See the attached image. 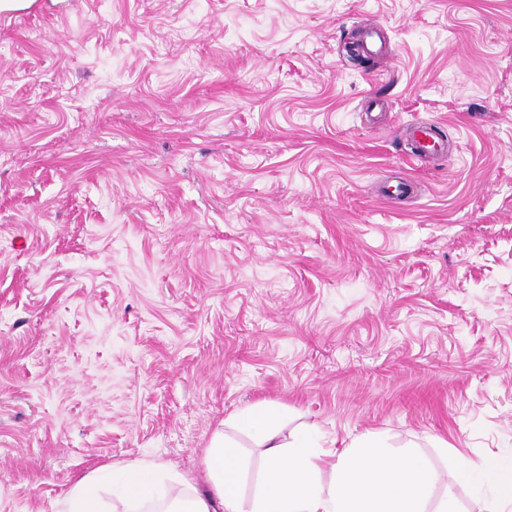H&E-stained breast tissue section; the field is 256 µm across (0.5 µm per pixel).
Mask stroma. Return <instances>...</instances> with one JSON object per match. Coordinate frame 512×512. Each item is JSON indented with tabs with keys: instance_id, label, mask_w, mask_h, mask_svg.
I'll list each match as a JSON object with an SVG mask.
<instances>
[{
	"instance_id": "stroma-1",
	"label": "stroma",
	"mask_w": 512,
	"mask_h": 512,
	"mask_svg": "<svg viewBox=\"0 0 512 512\" xmlns=\"http://www.w3.org/2000/svg\"><path fill=\"white\" fill-rule=\"evenodd\" d=\"M253 405L415 447L430 505L483 512L452 473L512 458V0L0 15V512L112 462L206 488L220 430L250 512L263 451L223 421Z\"/></svg>"
}]
</instances>
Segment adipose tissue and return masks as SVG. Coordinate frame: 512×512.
<instances>
[{
    "label": "adipose tissue",
    "instance_id": "ef3b65f1",
    "mask_svg": "<svg viewBox=\"0 0 512 512\" xmlns=\"http://www.w3.org/2000/svg\"><path fill=\"white\" fill-rule=\"evenodd\" d=\"M227 422L250 430L264 450L263 480L253 512H426L432 473L418 457L387 456L375 435L364 436L356 449L333 463L319 450L312 427L282 439L279 415L271 409L238 412ZM204 463L209 485L205 491L174 475L157 482L154 464L143 461L100 466L71 487L65 512H104L95 487L106 477L117 498L129 506L155 498L165 502L164 512H243L242 463L236 445L216 433ZM326 468L335 478L327 491L318 484V475ZM456 477L486 502L487 512H505L512 505V461L491 458L478 470L462 465Z\"/></svg>",
    "mask_w": 512,
    "mask_h": 512
}]
</instances>
